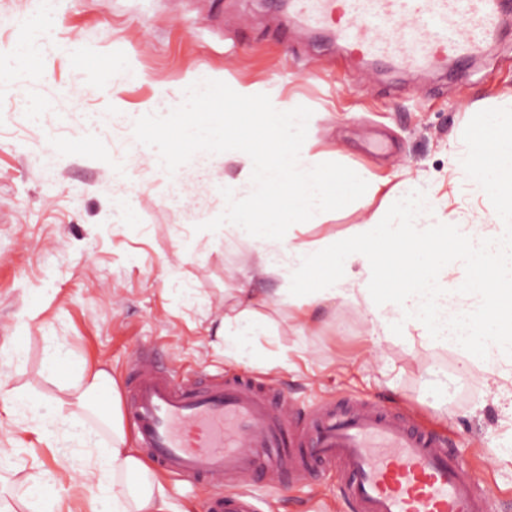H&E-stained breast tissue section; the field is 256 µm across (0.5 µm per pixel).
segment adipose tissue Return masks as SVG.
<instances>
[{
  "label": "adipose tissue",
  "mask_w": 512,
  "mask_h": 512,
  "mask_svg": "<svg viewBox=\"0 0 512 512\" xmlns=\"http://www.w3.org/2000/svg\"><path fill=\"white\" fill-rule=\"evenodd\" d=\"M210 99V89L199 92L183 137L192 145L223 142L225 154L239 162L235 177L224 180V195L233 201L224 212V230L251 244L258 271L288 282L287 300L303 310L304 321L312 319L309 307L349 301L365 307L373 329L390 334L415 325L425 343L454 347L490 374L512 377V98L482 118L491 140L473 171L493 204L488 223L462 224L452 232L444 224L371 221L356 226L353 246L294 243L269 231L274 214L267 205L280 200L283 190L292 192L298 224L320 223L336 201L323 160L304 143L310 115L277 113L275 145L256 146L237 134L246 117H267L252 92L242 89L225 98L220 125L210 118ZM240 192L251 197L252 206L235 203ZM400 258L406 268L397 274L393 267ZM326 261L332 275L313 292L299 294L296 282ZM454 261L466 263L469 274L452 288ZM114 389L105 368L81 364L77 381L56 402V424H70L93 394ZM103 421L110 430L106 460L84 475L96 479L106 512H167L169 492L132 447L119 409L107 408Z\"/></svg>",
  "instance_id": "obj_1"
}]
</instances>
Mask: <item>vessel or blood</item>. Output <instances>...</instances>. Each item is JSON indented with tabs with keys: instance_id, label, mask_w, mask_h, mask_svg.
I'll return each mask as SVG.
<instances>
[{
	"instance_id": "vessel-or-blood-1",
	"label": "vessel or blood",
	"mask_w": 512,
	"mask_h": 512,
	"mask_svg": "<svg viewBox=\"0 0 512 512\" xmlns=\"http://www.w3.org/2000/svg\"><path fill=\"white\" fill-rule=\"evenodd\" d=\"M504 0H302L307 25L328 28L338 6L363 55L424 69L472 55L500 19ZM274 380L236 375L201 387L138 361L129 415L142 448L168 474L229 480L209 512H252L250 487L265 472L324 468L348 512H492L495 489L449 441L407 412L329 403L287 417Z\"/></svg>"
}]
</instances>
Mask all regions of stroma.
<instances>
[{
    "instance_id": "1",
    "label": "stroma",
    "mask_w": 512,
    "mask_h": 512,
    "mask_svg": "<svg viewBox=\"0 0 512 512\" xmlns=\"http://www.w3.org/2000/svg\"><path fill=\"white\" fill-rule=\"evenodd\" d=\"M339 30L317 34L298 4L281 0H0V58L19 43L27 61L0 70V381L38 399L45 422L83 361L106 364L127 411L128 376L144 351L181 377L254 374L276 379L298 406L338 397L406 409L460 448L496 485L495 512H512V402L502 379L462 351L422 342L407 327L381 343L363 307H315L305 327L287 303L257 307L262 327L239 350L216 332L244 294L276 295L286 283L260 274L247 243L224 233V179L238 164L223 144L172 145L171 112L195 84L247 88L272 112H308L311 153L332 174L418 183L433 224H473L491 202L459 159L488 135L484 112L512 96V28L490 34L447 72L360 62ZM393 200L352 195L318 225L277 215L281 236L346 244L356 225L388 218ZM68 359L58 381L44 364ZM78 430L54 437L0 407V504L28 512L32 476L45 474L57 512H96L83 479L104 456L108 429L96 407ZM170 512H207L213 484L165 477ZM257 512H345L332 481L267 473Z\"/></svg>"
}]
</instances>
